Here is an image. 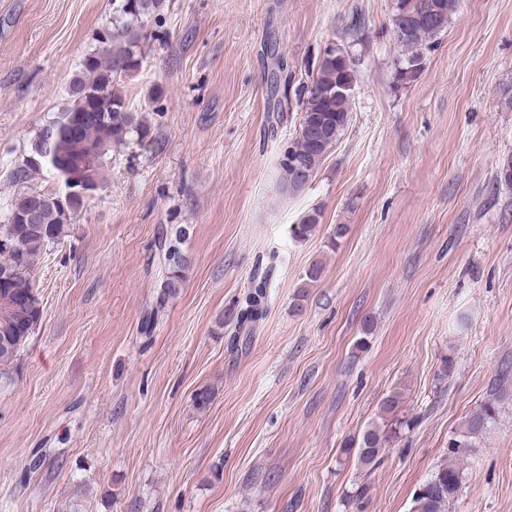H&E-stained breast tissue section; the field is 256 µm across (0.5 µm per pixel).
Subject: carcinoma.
<instances>
[{
	"label": "carcinoma",
	"instance_id": "carcinoma-1",
	"mask_svg": "<svg viewBox=\"0 0 512 512\" xmlns=\"http://www.w3.org/2000/svg\"><path fill=\"white\" fill-rule=\"evenodd\" d=\"M166 0H114L112 33L101 38L102 49L89 54L82 71L72 81L71 106L53 123L59 126L56 151L68 155L81 145L97 151L102 161L100 180H106V167L112 152L143 140L150 134L147 125L131 112L120 83L142 67L140 44L146 38V22L160 15ZM459 0H397L395 13L403 10L413 16V25L403 35L397 22H392L402 56L395 66V80L413 79L419 70L411 69L414 61L424 64L426 51L456 13ZM356 81L355 70L344 55L325 51L310 85L297 95H305L302 118L296 137L288 142L280 159V184L284 192L295 194L308 181L293 176V162L302 161L309 177H314L322 161L346 129L350 117L351 93ZM42 132H37L30 150L10 170L12 183L21 189L0 224V237H13L19 247L0 250V367L10 366L20 349L34 333L41 311L39 300L26 309L16 305L15 293L24 288L36 296L31 267L43 249L55 243L64 233L70 216L83 203L66 196L45 193L29 187L39 173L30 159L40 158ZM37 210L36 223L20 224L18 220L31 210ZM316 210L302 216L291 226L297 239L309 236L319 222ZM187 228L180 225L159 241L166 272L158 285L157 303L163 307L176 297L184 286L190 266L189 256L182 249ZM276 268V257L270 256L263 274L254 279L251 288L237 306L238 333L244 340L252 338L258 324L266 317V297L269 278ZM401 394L393 392L381 403L378 420L370 422L361 434L351 440L345 454L354 457L365 470L376 469L385 445L397 436L407 421L399 416ZM500 399L491 397L472 411L461 427L448 437V460L437 466L430 477L414 493L410 512H448L450 503L461 487L463 469L460 461L470 449L478 447L498 420Z\"/></svg>",
	"mask_w": 512,
	"mask_h": 512
}]
</instances>
